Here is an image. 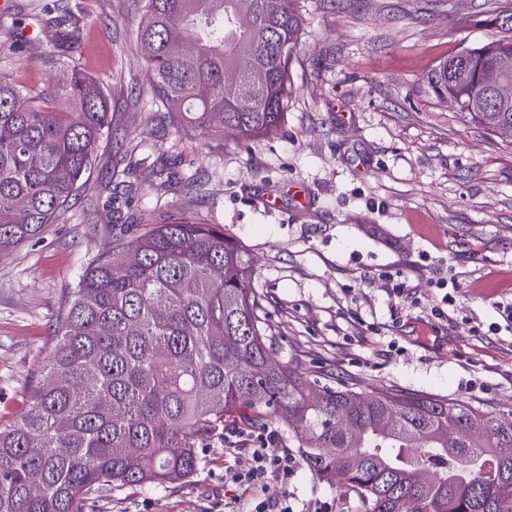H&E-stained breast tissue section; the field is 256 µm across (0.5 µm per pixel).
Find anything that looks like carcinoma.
<instances>
[{"instance_id": "1", "label": "carcinoma", "mask_w": 512, "mask_h": 512, "mask_svg": "<svg viewBox=\"0 0 512 512\" xmlns=\"http://www.w3.org/2000/svg\"><path fill=\"white\" fill-rule=\"evenodd\" d=\"M510 36L468 47L429 83L479 125L512 138V96L485 76ZM303 34L296 0H143L136 29L152 104L203 143L275 133ZM80 29L56 21V80H0V254L69 207L112 119L74 61ZM175 162L156 160L161 185ZM249 252L214 224L170 215L112 236L71 289L59 341L27 415L0 426V512H84L87 502L183 482L198 444L227 420L279 417L318 479L366 512H512V420L446 396L330 387L272 357Z\"/></svg>"}]
</instances>
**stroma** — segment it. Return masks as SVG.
Instances as JSON below:
<instances>
[{"instance_id": "1", "label": "stroma", "mask_w": 512, "mask_h": 512, "mask_svg": "<svg viewBox=\"0 0 512 512\" xmlns=\"http://www.w3.org/2000/svg\"><path fill=\"white\" fill-rule=\"evenodd\" d=\"M72 7L76 58L99 81L112 132L70 208L0 256V423L26 414L51 360L69 290L113 234L178 214L222 225L251 254L273 355L331 387L460 398L512 410V138L439 101L440 61L499 39L512 0H299L304 33L277 136L206 146L156 118L135 40L139 0H0V78L46 88L55 59L26 42ZM176 159L182 181L111 208L122 153ZM405 294L396 297L395 285ZM443 315H434V306ZM235 423L204 443L197 474L87 503L88 512H224V482L250 451ZM237 512L285 499L293 512H365L297 462L288 480L236 492Z\"/></svg>"}]
</instances>
